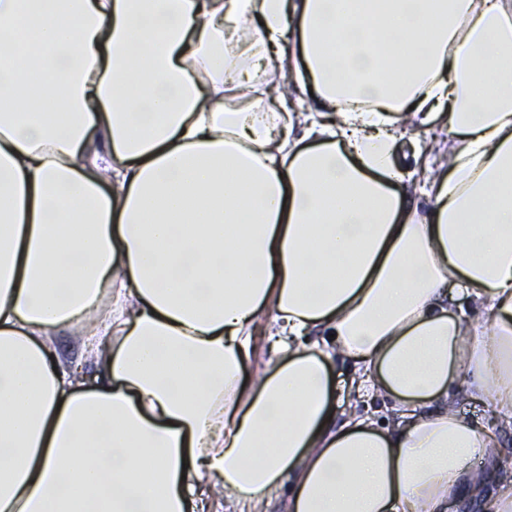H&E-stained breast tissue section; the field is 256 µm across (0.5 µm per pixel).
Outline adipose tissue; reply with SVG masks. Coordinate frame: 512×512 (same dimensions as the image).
<instances>
[{
    "instance_id": "adipose-tissue-1",
    "label": "adipose tissue",
    "mask_w": 512,
    "mask_h": 512,
    "mask_svg": "<svg viewBox=\"0 0 512 512\" xmlns=\"http://www.w3.org/2000/svg\"><path fill=\"white\" fill-rule=\"evenodd\" d=\"M507 432L512 0H0V512H512Z\"/></svg>"
}]
</instances>
